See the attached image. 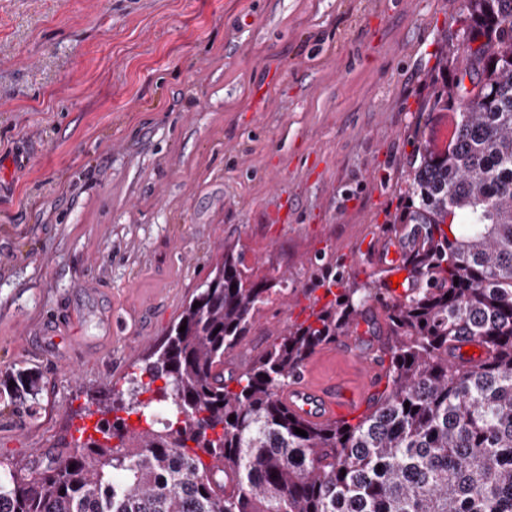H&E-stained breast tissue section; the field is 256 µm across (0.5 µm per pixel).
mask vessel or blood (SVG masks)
Here are the masks:
<instances>
[{"instance_id":"vessel-or-blood-1","label":"vessel or blood","mask_w":512,"mask_h":512,"mask_svg":"<svg viewBox=\"0 0 512 512\" xmlns=\"http://www.w3.org/2000/svg\"><path fill=\"white\" fill-rule=\"evenodd\" d=\"M422 224H402L387 236H366L357 242L354 252L367 253L374 266L389 272L398 280L397 287L387 288L390 298L400 299L420 284L408 266V259L422 249L427 240ZM337 358L348 362L358 372L354 386L341 382L321 383L314 377L317 356H310L289 379L280 395L300 417L314 424H323L344 417L356 408L370 405L385 378L386 364L378 349L359 345L355 335L340 337L332 350Z\"/></svg>"}]
</instances>
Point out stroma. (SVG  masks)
Listing matches in <instances>:
<instances>
[{
	"label": "stroma",
	"instance_id": "35a3bbf8",
	"mask_svg": "<svg viewBox=\"0 0 512 512\" xmlns=\"http://www.w3.org/2000/svg\"><path fill=\"white\" fill-rule=\"evenodd\" d=\"M462 0H0V458L74 451L225 248L269 304L224 369L303 322L399 223Z\"/></svg>",
	"mask_w": 512,
	"mask_h": 512
}]
</instances>
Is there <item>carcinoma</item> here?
Wrapping results in <instances>:
<instances>
[{
  "instance_id": "obj_1",
  "label": "carcinoma",
  "mask_w": 512,
  "mask_h": 512,
  "mask_svg": "<svg viewBox=\"0 0 512 512\" xmlns=\"http://www.w3.org/2000/svg\"><path fill=\"white\" fill-rule=\"evenodd\" d=\"M462 7L467 41L448 46V59L460 48L468 64L430 107L454 131L439 148L423 136L400 217L429 225L415 259L422 285L388 300L373 281L335 293L327 277L319 286L332 299L226 383L224 353L271 293L227 250L155 360L127 392L96 400L102 437L36 471L0 460V512H512V0ZM373 301L389 336L378 404L354 423L305 422L279 391ZM463 341L492 357L449 362ZM12 381L14 394L37 383L26 370Z\"/></svg>"
}]
</instances>
